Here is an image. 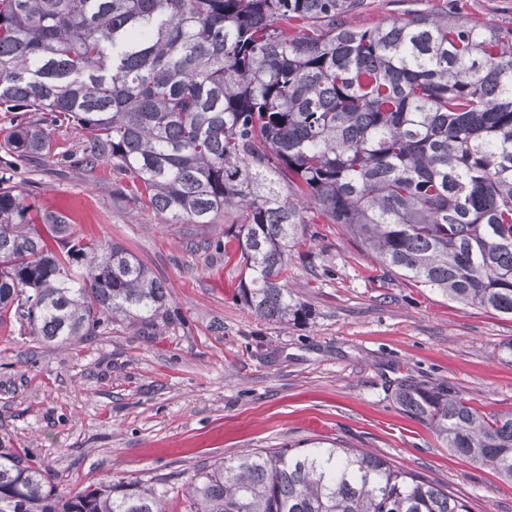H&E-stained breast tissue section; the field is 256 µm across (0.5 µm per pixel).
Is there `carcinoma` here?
Here are the masks:
<instances>
[{"mask_svg":"<svg viewBox=\"0 0 512 512\" xmlns=\"http://www.w3.org/2000/svg\"><path fill=\"white\" fill-rule=\"evenodd\" d=\"M365 0H0V110L34 113L0 149L48 155V127L87 132L164 224L232 210L242 304L306 316L286 288L302 228L340 226L383 272L512 315V28L424 15L357 29ZM0 173V325L71 345L117 319L155 324L167 289L119 243L31 216ZM45 227L43 236L36 225ZM399 408L456 456L512 481V411L480 413L404 383ZM183 512H469L359 448H253L201 468ZM0 512H169L154 488L68 495L0 441Z\"/></svg>","mask_w":512,"mask_h":512,"instance_id":"obj_1","label":"carcinoma"}]
</instances>
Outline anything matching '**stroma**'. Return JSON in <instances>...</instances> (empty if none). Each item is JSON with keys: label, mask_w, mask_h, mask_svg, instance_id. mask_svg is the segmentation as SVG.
Segmentation results:
<instances>
[{"label": "stroma", "mask_w": 512, "mask_h": 512, "mask_svg": "<svg viewBox=\"0 0 512 512\" xmlns=\"http://www.w3.org/2000/svg\"><path fill=\"white\" fill-rule=\"evenodd\" d=\"M447 11L511 27L512 0H366L357 28ZM54 151L17 162L27 201L68 217L88 240L117 242L165 283L153 334L117 320L63 348L0 326V439L43 461L58 493L136 480L182 512L202 466L246 448H360L464 498L471 512H512V484L454 456L392 392L441 384L482 412L512 410V318L385 275L334 224H309L288 263L308 319L276 323L235 296L236 260L215 244L237 214L162 224L111 165L66 162L85 136L54 127Z\"/></svg>", "instance_id": "stroma-1"}]
</instances>
